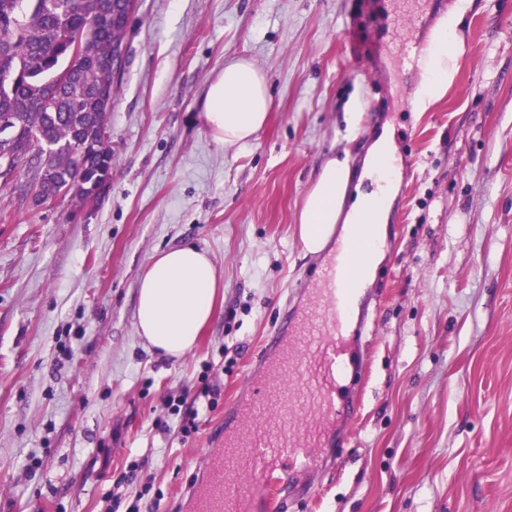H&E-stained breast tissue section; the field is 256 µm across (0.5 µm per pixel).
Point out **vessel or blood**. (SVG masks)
<instances>
[{
  "mask_svg": "<svg viewBox=\"0 0 512 512\" xmlns=\"http://www.w3.org/2000/svg\"><path fill=\"white\" fill-rule=\"evenodd\" d=\"M351 247L337 244L309 290L307 306L287 329L269 337L266 370L250 377L255 393L289 377L269 420L257 421L251 408H227L235 426L224 436L223 454L213 456L210 479L196 497V512H258L250 483L269 488L275 476L317 466L312 451L324 447L337 415L349 404L354 354L350 338L354 274ZM248 481H239V473Z\"/></svg>",
  "mask_w": 512,
  "mask_h": 512,
  "instance_id": "obj_1",
  "label": "vessel or blood"
}]
</instances>
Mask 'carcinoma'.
<instances>
[{"label": "carcinoma", "mask_w": 512, "mask_h": 512, "mask_svg": "<svg viewBox=\"0 0 512 512\" xmlns=\"http://www.w3.org/2000/svg\"><path fill=\"white\" fill-rule=\"evenodd\" d=\"M114 0H0V119L12 121V164L0 186L28 194L39 175L55 192L81 198L101 156L112 157L102 93L111 89L114 52L126 28ZM82 41L81 56L71 46ZM69 70V81L58 82Z\"/></svg>", "instance_id": "obj_1"}]
</instances>
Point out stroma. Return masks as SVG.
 I'll list each match as a JSON object with an SVG mask.
<instances>
[{
  "mask_svg": "<svg viewBox=\"0 0 512 512\" xmlns=\"http://www.w3.org/2000/svg\"><path fill=\"white\" fill-rule=\"evenodd\" d=\"M453 3L138 0L97 208L34 211L0 188V512H107L109 491L117 512H194L226 402L323 261L299 238L303 200L327 158L359 164L385 126L400 185L361 302L357 413L282 488V512H512V0H475L452 85L419 111L403 44H426ZM239 57L272 104L254 139L223 148L201 103ZM182 244L224 286L174 361L138 337L137 290ZM206 384L216 406L197 430L167 427L166 401Z\"/></svg>",
  "mask_w": 512,
  "mask_h": 512,
  "instance_id": "stroma-1",
  "label": "stroma"
}]
</instances>
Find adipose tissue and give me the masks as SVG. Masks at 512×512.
Here are the masks:
<instances>
[{
  "label": "adipose tissue",
  "instance_id": "1",
  "mask_svg": "<svg viewBox=\"0 0 512 512\" xmlns=\"http://www.w3.org/2000/svg\"><path fill=\"white\" fill-rule=\"evenodd\" d=\"M473 3L456 0L431 32L419 59L420 79L413 92L416 107L442 96L451 84L463 52L459 25ZM270 107L263 71L253 61L239 58L225 63L208 85L201 111L213 141L226 146L254 138ZM395 161L396 147L384 129L373 139L360 171L333 157L321 165L298 218L306 253H323L337 235L354 239L362 282H372L398 190ZM219 287L220 275L206 251L181 245L159 253L139 282L138 335L151 349L180 358L212 319Z\"/></svg>",
  "mask_w": 512,
  "mask_h": 512
}]
</instances>
